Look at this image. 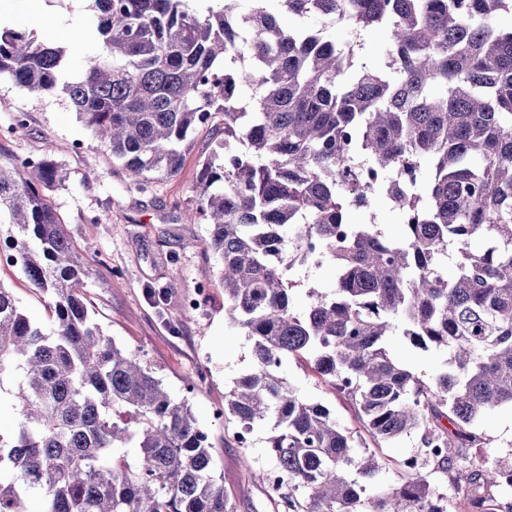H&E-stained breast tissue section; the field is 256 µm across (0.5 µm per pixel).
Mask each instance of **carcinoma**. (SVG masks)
Wrapping results in <instances>:
<instances>
[{
	"instance_id": "cac0c4a2",
	"label": "carcinoma",
	"mask_w": 512,
	"mask_h": 512,
	"mask_svg": "<svg viewBox=\"0 0 512 512\" xmlns=\"http://www.w3.org/2000/svg\"><path fill=\"white\" fill-rule=\"evenodd\" d=\"M91 0L100 50L62 79L65 50L0 31V79L62 92L131 181L178 172L181 147L218 120L196 217L224 284L227 327L253 341V363L224 396L236 438L275 420L266 439L276 483L257 478L284 512H447L421 471L444 474L467 512H500L489 493L508 464L487 448L484 418L512 406V0ZM317 16L350 33L343 51L321 32L285 27ZM379 35L387 60L365 59ZM366 161L371 179H344ZM62 181L45 159L0 158L5 244L49 299L33 322L0 284V388L18 429L0 433V512H235L208 435L188 397L175 398L89 312L87 271L45 189ZM381 197L403 221L388 236ZM456 261L448 277L445 262ZM336 270L334 291L306 289L295 265ZM418 349L450 351L426 381L386 346L397 329ZM293 359L353 407L376 442L417 433L395 486L362 498L345 476L354 432L281 376ZM137 449L134 461L122 452ZM385 468L373 454L357 473ZM373 209L376 213V221L382 224L387 235L398 237L402 232V221L398 214L384 206L380 199L373 201Z\"/></svg>"
}]
</instances>
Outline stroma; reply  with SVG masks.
I'll use <instances>...</instances> for the list:
<instances>
[{"instance_id":"obj_1","label":"stroma","mask_w":512,"mask_h":512,"mask_svg":"<svg viewBox=\"0 0 512 512\" xmlns=\"http://www.w3.org/2000/svg\"><path fill=\"white\" fill-rule=\"evenodd\" d=\"M15 11L20 30L35 38L52 40L56 29L65 33V73L79 72L83 55L95 45L98 23L86 0H15ZM213 137L211 126L198 128L182 147L177 175L152 173L137 185L93 137L67 97L31 93L0 80V152L40 157L61 171L62 182L48 195L88 266L82 292L104 332L138 352L173 395L189 397L236 512H281L276 495L252 477L273 465L265 448L271 424L257 427L243 448L235 422L214 414L249 369L253 343L224 325V286L216 261L205 250L208 225L183 220L196 206L194 186ZM0 284L11 289L31 319L50 320L44 298L20 267L0 266ZM388 347L425 379L448 367L447 351L413 348L401 332L389 336ZM190 375L197 381L189 392L184 380ZM282 375L301 397L327 407L385 461L380 485L398 482L397 463L416 452L418 435L373 442L350 405L305 365L289 362ZM481 430L490 439V459L512 460V408L494 411Z\"/></svg>"}]
</instances>
